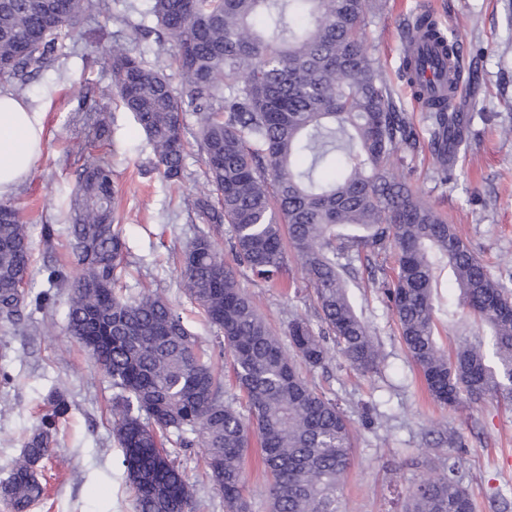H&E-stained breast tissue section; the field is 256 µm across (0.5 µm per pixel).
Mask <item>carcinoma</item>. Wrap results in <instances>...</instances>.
Returning a JSON list of instances; mask_svg holds the SVG:
<instances>
[{
  "mask_svg": "<svg viewBox=\"0 0 512 512\" xmlns=\"http://www.w3.org/2000/svg\"><path fill=\"white\" fill-rule=\"evenodd\" d=\"M143 16L156 27L130 22L136 38L156 34L173 49L170 62L184 91L172 88L158 63L123 43L112 44V87L154 154L164 181L184 176L195 143L209 192L188 201L204 227L181 259L185 295L215 329L230 356L240 411L224 398V383L198 337L158 293L134 299L116 285L129 247L115 223L112 166L83 164L68 209V232L79 268L70 281L48 269V282L69 289L72 336L118 389L113 435L135 491L136 512H193V489L166 448H206L204 466L224 496L226 512H248L243 464L252 440L270 474V512H338L336 491L352 459L349 416L336 401L311 388L296 369L331 357L324 334L299 317L288 322L286 354L279 337L241 288L244 267L269 285L286 272L288 254L314 288L325 334L363 373L380 356L367 323L348 295L339 258L366 260L392 254L393 277L384 295L396 316L401 342L441 405L486 397L512 402V290L458 235L454 225L418 198L395 174L421 141L398 110L362 36L369 0H149ZM108 0H0V82L25 96L31 77L56 62L58 41L84 18L109 16ZM413 28L441 38L446 55L459 39L446 37L430 14ZM409 85L423 78L419 59L405 57ZM196 116L193 141L182 121ZM428 147L448 180L464 138L462 117L448 98L425 113ZM229 224L232 262L212 234ZM32 240L19 208L0 203V325L15 326L29 306ZM453 273L459 291L451 319H472L486 329L475 344L447 354L437 344L435 266ZM23 441L21 456L0 484L12 512L44 500L39 464L50 456L58 419L68 412L61 396L48 400ZM456 462L434 479L414 483L403 512H474Z\"/></svg>",
  "mask_w": 512,
  "mask_h": 512,
  "instance_id": "1",
  "label": "carcinoma"
}]
</instances>
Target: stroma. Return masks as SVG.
I'll use <instances>...</instances> for the list:
<instances>
[{"instance_id": "35a3bbf8", "label": "stroma", "mask_w": 512, "mask_h": 512, "mask_svg": "<svg viewBox=\"0 0 512 512\" xmlns=\"http://www.w3.org/2000/svg\"><path fill=\"white\" fill-rule=\"evenodd\" d=\"M370 15L364 47L386 81L398 107L425 134L424 111L403 75L405 29L421 11L443 30H457L462 56L476 80L463 84L455 103L464 116L465 144L453 162L454 177L442 181L429 149L407 158L403 174L413 192L447 215L459 235L495 276L512 285V0H382ZM110 17L84 20L65 39L54 67L34 78L27 103L43 115L41 157L12 200L30 227L33 241V293L50 302L34 310L31 324L0 327V374H7L8 410L0 412V481L19 455L33 424L49 407L51 390L64 393L69 412L60 419L57 443L47 462L46 498L31 512H135L134 493L112 435L116 391L71 335L63 288L50 287L47 270L63 268L76 277L66 241L65 202L85 160L103 157L112 166L118 214L129 245L128 273L120 286L135 297L143 288L158 290L173 303L184 323L212 357L227 395L236 388L215 334L186 298L179 257L200 222L188 213L184 197L207 191L198 152L185 159L181 187L161 180L152 149L130 112L118 99L102 100L111 84L106 63L114 42L137 43L154 60L155 39L133 41L125 19L153 25L147 0H110ZM103 101L110 129L107 140L78 135L72 118L78 109ZM53 225L44 240L43 225ZM393 258L373 268L351 259L347 280L359 312L380 350L379 370L362 376L342 358L325 366L302 367L309 385L335 399L349 415L354 454L336 496L339 512H402L399 492L442 471L455 460L458 476L473 494L478 512H512V403L491 398L443 409L429 398L421 376L401 343L396 317L379 290ZM270 327L285 335L299 316L322 330L313 288L296 261L288 263V290L271 288L246 270L237 274ZM205 448L177 449L174 457L192 484L195 512H225L224 499L204 475ZM244 497L250 512H268L260 448L251 445L244 461Z\"/></svg>"}]
</instances>
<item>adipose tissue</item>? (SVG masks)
Returning <instances> with one entry per match:
<instances>
[{
    "instance_id": "obj_1",
    "label": "adipose tissue",
    "mask_w": 512,
    "mask_h": 512,
    "mask_svg": "<svg viewBox=\"0 0 512 512\" xmlns=\"http://www.w3.org/2000/svg\"><path fill=\"white\" fill-rule=\"evenodd\" d=\"M42 113L0 94V198L12 195L28 178L43 152Z\"/></svg>"
}]
</instances>
